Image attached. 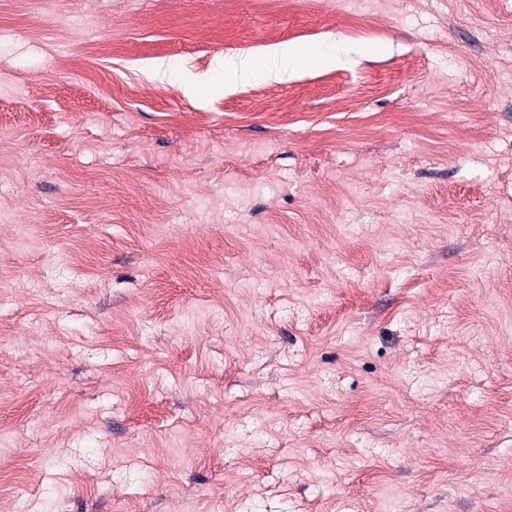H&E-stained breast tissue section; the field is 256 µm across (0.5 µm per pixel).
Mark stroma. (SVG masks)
Masks as SVG:
<instances>
[{"label":"stroma","mask_w":512,"mask_h":512,"mask_svg":"<svg viewBox=\"0 0 512 512\" xmlns=\"http://www.w3.org/2000/svg\"><path fill=\"white\" fill-rule=\"evenodd\" d=\"M0 512H512V0H0ZM325 50H297L291 46L284 45L276 48L259 59H226L224 71L240 73L245 76H258L273 80H282L288 77V69L291 65L302 59L320 58Z\"/></svg>","instance_id":"1"}]
</instances>
